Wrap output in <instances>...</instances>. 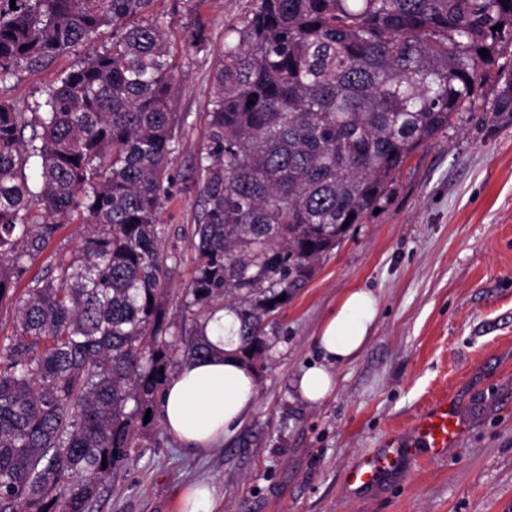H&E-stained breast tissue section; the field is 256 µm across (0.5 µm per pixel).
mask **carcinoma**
<instances>
[{"instance_id":"obj_1","label":"carcinoma","mask_w":512,"mask_h":512,"mask_svg":"<svg viewBox=\"0 0 512 512\" xmlns=\"http://www.w3.org/2000/svg\"><path fill=\"white\" fill-rule=\"evenodd\" d=\"M153 2L0 0V87L112 29L30 113L0 97V302L27 281L0 341V512H91L176 367L210 355L215 314L263 356L268 318L512 57V0H257L214 78L175 331L159 215L176 46ZM492 111L512 112V73ZM66 224L86 228L72 258L28 276Z\"/></svg>"}]
</instances>
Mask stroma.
<instances>
[{
	"label": "stroma",
	"mask_w": 512,
	"mask_h": 512,
	"mask_svg": "<svg viewBox=\"0 0 512 512\" xmlns=\"http://www.w3.org/2000/svg\"><path fill=\"white\" fill-rule=\"evenodd\" d=\"M256 0H154L151 11L180 51L174 109L185 120L168 157L172 181L160 214L167 321L184 324L194 267L191 230L201 212L197 158L207 139L216 62L232 25ZM203 46L183 51L194 26ZM90 45L22 72L4 93L27 111ZM495 76L481 108L456 115L397 175L390 193L353 225L314 277L273 317L255 366L258 398L243 426L200 453L161 418L142 431L129 465L94 512H180L185 489L215 491V512H512V112H494ZM65 225L32 273L55 269L80 243ZM371 289L380 318L361 355L335 366L334 394L314 405L295 381L318 358L314 338L346 289ZM454 396L469 434L442 459L377 491H357L347 468L380 448L432 400Z\"/></svg>",
	"instance_id": "obj_1"
}]
</instances>
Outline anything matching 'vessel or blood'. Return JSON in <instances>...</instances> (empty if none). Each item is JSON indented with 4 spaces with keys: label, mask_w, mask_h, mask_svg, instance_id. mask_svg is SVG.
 Returning a JSON list of instances; mask_svg holds the SVG:
<instances>
[{
    "label": "vessel or blood",
    "mask_w": 512,
    "mask_h": 512,
    "mask_svg": "<svg viewBox=\"0 0 512 512\" xmlns=\"http://www.w3.org/2000/svg\"><path fill=\"white\" fill-rule=\"evenodd\" d=\"M467 423L455 398H442L419 413L403 431L393 434L379 451L355 461L344 479L355 487L375 486L420 459H435L456 447Z\"/></svg>",
    "instance_id": "b4317fda"
}]
</instances>
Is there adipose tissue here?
I'll list each match as a JSON object with an SVG mask.
<instances>
[{"instance_id":"adipose-tissue-1","label":"adipose tissue","mask_w":512,"mask_h":512,"mask_svg":"<svg viewBox=\"0 0 512 512\" xmlns=\"http://www.w3.org/2000/svg\"><path fill=\"white\" fill-rule=\"evenodd\" d=\"M380 315L379 301L367 288L347 290L322 323L315 338L320 362L306 367L296 389L317 404L337 387L333 366L354 361L369 343ZM232 313L212 321L208 341L212 354L187 361L168 381L160 401L165 428L191 448L205 451L223 442L245 422L257 402L254 369L237 353L227 330Z\"/></svg>"}]
</instances>
